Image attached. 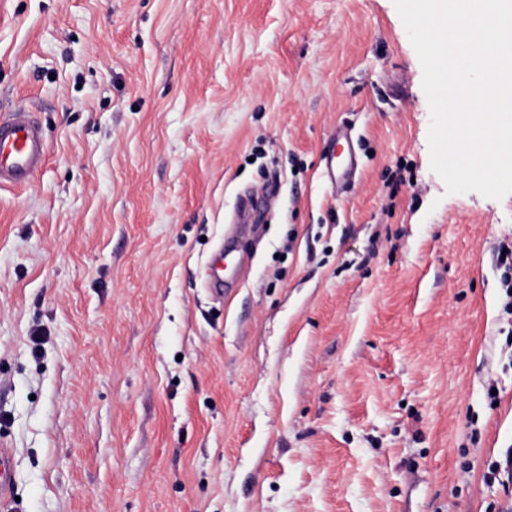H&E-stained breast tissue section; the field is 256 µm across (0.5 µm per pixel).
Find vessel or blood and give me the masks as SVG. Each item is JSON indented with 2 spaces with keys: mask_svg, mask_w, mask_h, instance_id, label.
<instances>
[{
  "mask_svg": "<svg viewBox=\"0 0 512 512\" xmlns=\"http://www.w3.org/2000/svg\"><path fill=\"white\" fill-rule=\"evenodd\" d=\"M334 148L324 157V174L331 183L350 179L357 164L356 152L344 129H336L330 138ZM47 144L35 112L21 108L0 116V186L23 185L42 167ZM12 451L0 448V506L13 495Z\"/></svg>",
  "mask_w": 512,
  "mask_h": 512,
  "instance_id": "vessel-or-blood-1",
  "label": "vessel or blood"
}]
</instances>
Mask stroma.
<instances>
[{
  "label": "stroma",
  "instance_id": "obj_1",
  "mask_svg": "<svg viewBox=\"0 0 512 512\" xmlns=\"http://www.w3.org/2000/svg\"><path fill=\"white\" fill-rule=\"evenodd\" d=\"M422 80L393 0H0L16 512H512V194L447 193ZM46 157L47 144L35 112L21 108L0 117V186L26 184ZM329 140L340 146V150H330L324 155V174L331 183L337 185L351 178L357 164L356 152L342 127H337ZM504 249H507L506 253H503ZM497 263L500 267H504L505 269L502 276V286L508 300L503 307V311L506 314H510V320H512V246L509 247L507 244H502L500 246Z\"/></svg>",
  "mask_w": 512,
  "mask_h": 512
}]
</instances>
